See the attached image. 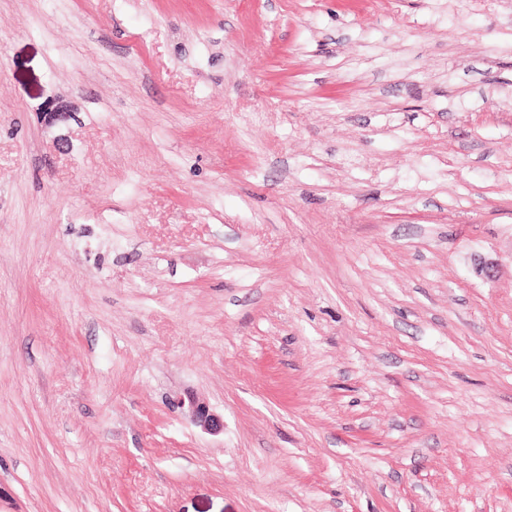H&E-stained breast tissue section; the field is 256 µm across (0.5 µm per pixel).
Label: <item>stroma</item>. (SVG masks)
Returning <instances> with one entry per match:
<instances>
[{"label": "stroma", "instance_id": "35a3bbf8", "mask_svg": "<svg viewBox=\"0 0 512 512\" xmlns=\"http://www.w3.org/2000/svg\"><path fill=\"white\" fill-rule=\"evenodd\" d=\"M0 512H512V0H0ZM185 416L192 424L209 435H218L224 432V419L211 411L210 407L199 398L187 395L177 402Z\"/></svg>", "mask_w": 512, "mask_h": 512}]
</instances>
